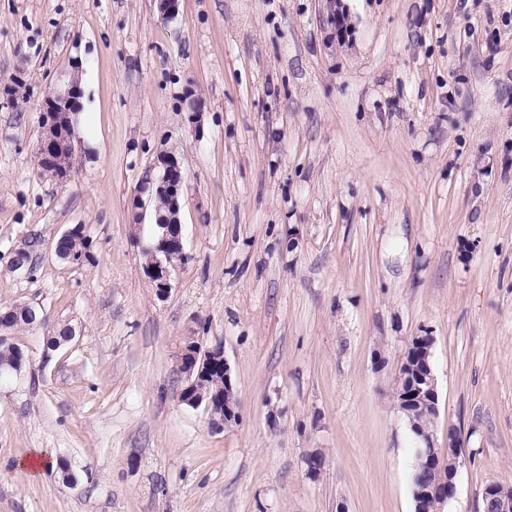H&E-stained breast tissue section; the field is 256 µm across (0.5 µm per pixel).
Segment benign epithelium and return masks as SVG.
<instances>
[{
	"label": "benign epithelium",
	"mask_w": 512,
	"mask_h": 512,
	"mask_svg": "<svg viewBox=\"0 0 512 512\" xmlns=\"http://www.w3.org/2000/svg\"><path fill=\"white\" fill-rule=\"evenodd\" d=\"M81 89L77 81L71 80L65 87L49 90L42 105V130L45 133L40 140L39 157L45 161L50 155L60 151H74L75 126L73 116L79 111ZM158 173L149 177L142 184L141 192L148 195L150 201L165 202L167 214L157 215L156 231L149 250L153 260L147 267V275L155 288L157 297L164 298L171 290V270L186 260L181 227L179 221L180 197L183 187V174L177 159L172 155L158 158ZM430 336H416L410 347L414 349L412 358L421 363L414 366L409 361L401 362L404 370L402 377L410 382V389L399 390L398 408L408 414L414 410L423 414L439 413L437 382L431 366ZM182 356L191 361H202L200 367L190 366L186 373L188 381L183 389L182 402L192 407H204L217 426L231 421L237 416V404L223 394L206 400L193 391V376H201L209 371L224 372V388L232 390L231 366L219 348L201 351L194 346L182 349ZM411 430L415 437L424 441V445L416 448V462L422 467H430L436 473V479L429 484L418 485L415 491L420 506L431 501L445 503L452 498L456 489L459 445L453 435H448V458L444 459L434 446L432 434L412 424ZM486 504L484 512H512V487L489 484L483 491Z\"/></svg>",
	"instance_id": "obj_1"
}]
</instances>
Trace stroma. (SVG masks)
Returning a JSON list of instances; mask_svg holds the SVG:
<instances>
[{"label": "stroma", "instance_id": "1", "mask_svg": "<svg viewBox=\"0 0 512 512\" xmlns=\"http://www.w3.org/2000/svg\"><path fill=\"white\" fill-rule=\"evenodd\" d=\"M341 6L340 37L325 0H0V83L26 82L0 95V310L44 317L0 375V512H415L396 389L422 335L434 445L460 442L441 512L512 487V0ZM73 73L61 180L42 103ZM164 153L187 259L161 299L140 188ZM77 224L92 257L66 263ZM190 337L223 348L235 421L181 402ZM82 226H83L82 231H80V226L77 225V226L69 228L63 234V236H67L72 233H77L80 231L77 234H73L68 237L61 236V238L57 242L56 250H55L58 258H60L62 260H67L70 262H72L70 260V256L73 254L82 256L85 259L89 258V256H90L89 252H90L92 242L90 240V237L85 234L84 225H82ZM72 263H77V262H72Z\"/></svg>", "mask_w": 512, "mask_h": 512}]
</instances>
